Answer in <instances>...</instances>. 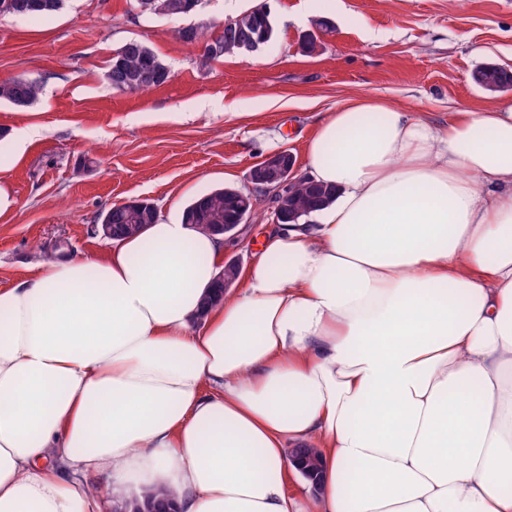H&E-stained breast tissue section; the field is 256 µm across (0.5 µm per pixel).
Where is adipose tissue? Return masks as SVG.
<instances>
[{
  "label": "adipose tissue",
  "mask_w": 512,
  "mask_h": 512,
  "mask_svg": "<svg viewBox=\"0 0 512 512\" xmlns=\"http://www.w3.org/2000/svg\"><path fill=\"white\" fill-rule=\"evenodd\" d=\"M305 155L336 200L237 293L222 238L161 219L0 289V512H512V105L350 99ZM290 449L291 447L287 445V453H289ZM290 453L294 458L298 460L301 467V471L299 470L300 473L311 482L309 478H312L315 474L318 473L320 466V459L316 448L299 446L292 448ZM170 494L162 493L161 497L146 494L142 499H134L125 503L128 512H159L162 509H171L173 506Z\"/></svg>",
  "instance_id": "obj_1"
}]
</instances>
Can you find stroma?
Masks as SVG:
<instances>
[{
  "label": "stroma",
  "mask_w": 512,
  "mask_h": 512,
  "mask_svg": "<svg viewBox=\"0 0 512 512\" xmlns=\"http://www.w3.org/2000/svg\"><path fill=\"white\" fill-rule=\"evenodd\" d=\"M267 3L276 35L253 53L197 63L176 32L235 18ZM333 24L315 52L301 47L316 19ZM146 42L170 80L147 92L112 89L106 74L128 40ZM512 69V0H203L188 17L136 12L133 0H65L41 18H0V80L39 81L25 108L0 103V287L39 263L38 246L66 241L67 256L108 248L92 232L109 206L147 199L177 219L210 189L249 190V172L286 150L304 167L303 146L342 102L372 97L436 122L458 110L512 102L489 93L473 70ZM38 128L24 147L9 133ZM276 218L261 194L225 260L247 268Z\"/></svg>",
  "instance_id": "1"
}]
</instances>
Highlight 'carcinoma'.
Instances as JSON below:
<instances>
[{
  "instance_id": "cac0c4a2",
  "label": "carcinoma",
  "mask_w": 512,
  "mask_h": 512,
  "mask_svg": "<svg viewBox=\"0 0 512 512\" xmlns=\"http://www.w3.org/2000/svg\"><path fill=\"white\" fill-rule=\"evenodd\" d=\"M135 6L148 5L145 14L157 17H182L197 11L200 0H134ZM62 0H0V17L46 16L60 9ZM275 21L266 7L247 10L234 20L209 27L189 26L182 31L183 40L200 47L199 65L207 67L225 56L257 51L273 39ZM168 70L167 65L145 42L131 39L113 55L107 78L118 92L137 93L158 87L166 80L152 76L156 71ZM473 80L487 91L512 89V71L494 63L475 69ZM40 93L35 80L13 78L0 81V102L17 107L31 105ZM336 190L311 180L300 179L292 187L291 202L281 205V223H298L312 212L329 204ZM239 189L226 186L197 196L184 210L185 220L205 233L211 224H237ZM157 209L145 200L114 204L99 216L102 224H112L113 239L137 235L143 227L155 223ZM301 467V474L309 479L318 473L320 459L314 448L299 446L291 449ZM173 506L171 495L159 497L146 494L125 504L128 512H160Z\"/></svg>"
}]
</instances>
